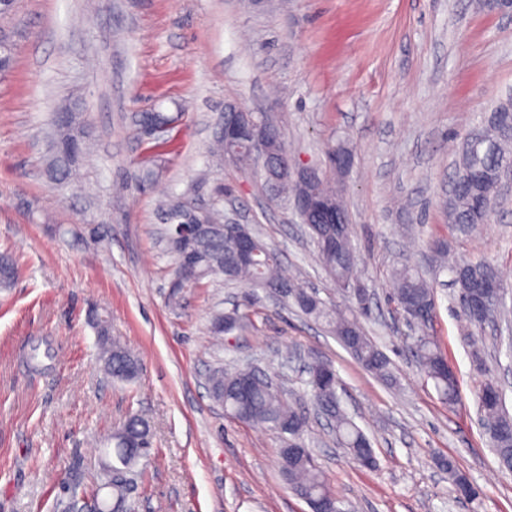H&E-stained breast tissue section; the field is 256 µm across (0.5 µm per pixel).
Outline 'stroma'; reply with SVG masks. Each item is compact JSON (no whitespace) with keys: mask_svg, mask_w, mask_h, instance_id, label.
<instances>
[{"mask_svg":"<svg viewBox=\"0 0 512 512\" xmlns=\"http://www.w3.org/2000/svg\"><path fill=\"white\" fill-rule=\"evenodd\" d=\"M0 34L13 53L0 74V253L19 266L0 289V512H57L68 488L90 484L100 442L133 412L150 419L153 440L134 512H310L281 474L278 435L228 418L208 393L212 369L245 363L301 407L344 512H512V470L500 467L476 403L491 380L512 413V200L465 232L448 221L457 147L512 98V16L487 0H16ZM66 103L83 112L92 157L60 183L46 159ZM228 106L271 113L292 158L320 172L329 151L349 154L333 181L370 295L362 325L390 359L392 381L262 289L208 278L168 306L164 196L235 215L288 276L326 305L344 302L289 199L210 154ZM155 112L172 124L143 135V116ZM436 240L458 260L489 262L502 280L506 304L483 331V362ZM406 264L434 291L426 332L456 375V406L413 356L417 330L393 299ZM234 308L244 327L214 335L213 315ZM93 312L138 358L136 381L103 371ZM36 343L54 353L41 373L26 363ZM316 357L333 366L374 468L337 446L304 397ZM448 457L475 496L440 467Z\"/></svg>","mask_w":512,"mask_h":512,"instance_id":"35a3bbf8","label":"stroma"}]
</instances>
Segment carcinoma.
Returning a JSON list of instances; mask_svg holds the SVG:
<instances>
[{"label":"carcinoma","instance_id":"cac0c4a2","mask_svg":"<svg viewBox=\"0 0 512 512\" xmlns=\"http://www.w3.org/2000/svg\"><path fill=\"white\" fill-rule=\"evenodd\" d=\"M80 117L74 112H62L54 119V132L50 144L47 162L49 175L61 182L69 179L79 160L85 154V148L79 133ZM265 139L269 152L275 156H286L288 150L284 136L276 120L265 115ZM231 160L253 166L252 150L246 145L229 148ZM512 167V135L493 120L492 115L484 119L481 130L470 134L461 145V159L454 181L455 195L448 199L450 223L465 230L488 221L490 214L501 203V188L497 181L498 173ZM191 205L179 199L165 204L164 216L171 224L187 221ZM255 246L253 261L241 265L236 260L237 246L231 238L215 237L205 242L198 252L195 275L186 279L178 288L168 293V303L174 307L181 305L184 294L198 287L209 277L223 276L230 282L243 284L247 288H264L276 292L282 286H288L286 301L296 306L303 314L324 322L329 331L336 336L342 346L368 372L386 380H392L389 358L371 341L364 332L360 316L364 310L348 314L334 311L317 297L316 293L299 286L284 277L279 271L276 252L258 236H252ZM320 259L334 285L342 293L353 288L357 263L355 248L352 244V228L346 225L338 238L336 250L319 253ZM452 276V285L458 295L460 309L473 330L479 332L494 321L504 308V300L483 314L471 311L464 302L476 281L498 278L497 271L485 261L454 262L447 266ZM19 273V266L12 257L0 255V288H8ZM395 300L407 321L414 326L425 327L432 319L435 310L433 289L430 288L424 274L412 265L403 266L397 273ZM243 315L233 311L218 315L214 320V333H230L239 328ZM98 345L99 360L103 369L114 379L132 382L139 375V362L120 342L112 339L109 321L101 316L93 317ZM415 356L424 376L434 382L442 400L448 405L457 402V385L448 381L446 359L433 338L422 335L414 342ZM50 346L36 344L30 348L28 362L38 371L44 367L43 360L52 359ZM241 372L226 373L215 371L209 378L212 398L224 407L226 414L239 421L266 427L288 437L295 445L307 447L305 438V416L282 398L273 381L265 375L254 374L251 390L247 397H241L236 383ZM339 382L324 387L312 380L305 382V394L313 406L332 423L336 443L346 448L350 458L357 464L373 468L376 459L371 443L365 433L354 423L341 406L338 395ZM478 410L481 424L485 426L489 443L494 449L499 465L512 469V417L507 414L503 404L500 387L487 382L477 393ZM128 433L151 439L150 420L141 413L130 414L112 436L103 443L100 450L101 461L93 487L107 485L111 489L112 500L123 502L126 497L124 478L135 472L139 459L130 455L125 448L122 433ZM280 467L295 493H303L313 504L321 497L332 493L323 472L319 469L313 455L306 457L291 453H281Z\"/></svg>","mask_w":512,"mask_h":512}]
</instances>
